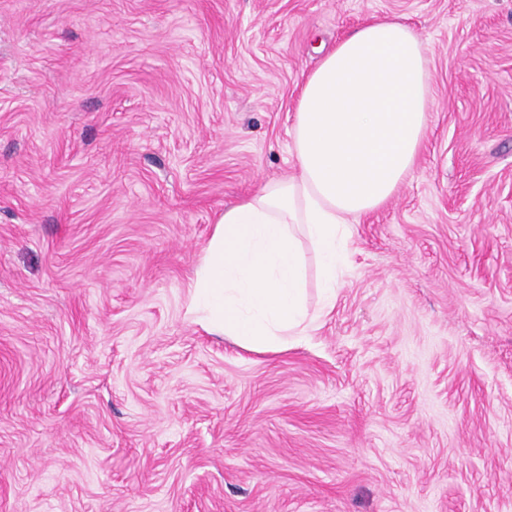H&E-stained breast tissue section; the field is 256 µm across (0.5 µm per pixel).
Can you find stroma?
<instances>
[{"instance_id": "obj_1", "label": "stroma", "mask_w": 512, "mask_h": 512, "mask_svg": "<svg viewBox=\"0 0 512 512\" xmlns=\"http://www.w3.org/2000/svg\"><path fill=\"white\" fill-rule=\"evenodd\" d=\"M429 53L417 170L278 353L186 313L366 23ZM0 512H512V0H0Z\"/></svg>"}]
</instances>
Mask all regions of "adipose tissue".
<instances>
[{"instance_id":"obj_1","label":"adipose tissue","mask_w":512,"mask_h":512,"mask_svg":"<svg viewBox=\"0 0 512 512\" xmlns=\"http://www.w3.org/2000/svg\"><path fill=\"white\" fill-rule=\"evenodd\" d=\"M428 50L397 21L339 41L307 77L290 130L296 172L225 208L195 269L188 313L248 350L287 349L315 323L305 253L326 308L353 226L411 179L428 126Z\"/></svg>"}]
</instances>
